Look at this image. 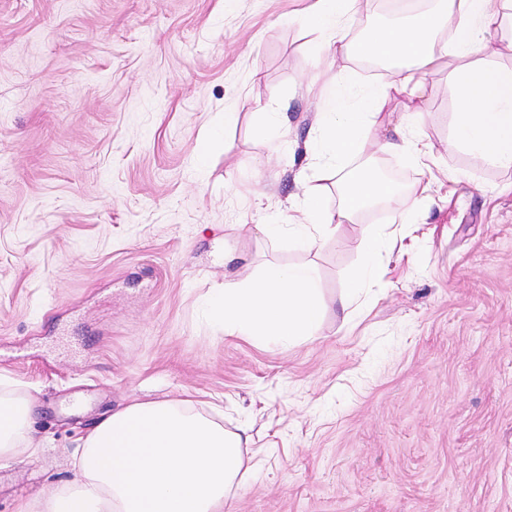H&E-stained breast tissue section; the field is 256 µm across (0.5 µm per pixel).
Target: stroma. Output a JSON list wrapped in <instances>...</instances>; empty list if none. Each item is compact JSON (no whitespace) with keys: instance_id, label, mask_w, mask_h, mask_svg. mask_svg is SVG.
Wrapping results in <instances>:
<instances>
[{"instance_id":"35a3bbf8","label":"stroma","mask_w":512,"mask_h":512,"mask_svg":"<svg viewBox=\"0 0 512 512\" xmlns=\"http://www.w3.org/2000/svg\"><path fill=\"white\" fill-rule=\"evenodd\" d=\"M309 3L0 0V382L47 445L0 467V512L70 479L102 414L163 398L250 426L231 512H512V170L449 150L447 71L418 121L407 94L386 107L379 138L429 156L375 155L401 192L308 253L261 232L302 200L325 94L384 81L318 59ZM380 229L417 235L414 259L342 312ZM294 263L327 302L318 336L209 321L214 289Z\"/></svg>"}]
</instances>
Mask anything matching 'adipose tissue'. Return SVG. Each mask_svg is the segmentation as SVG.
<instances>
[{
	"label": "adipose tissue",
	"instance_id": "1",
	"mask_svg": "<svg viewBox=\"0 0 512 512\" xmlns=\"http://www.w3.org/2000/svg\"><path fill=\"white\" fill-rule=\"evenodd\" d=\"M359 6L360 0H312L301 16L318 33L315 51L327 60L354 54L391 67L362 108L348 111L340 100H328L310 141L309 156L321 180L301 177L303 200L289 226L263 227L271 237L289 230L302 248L315 247L361 208L392 195L373 167L345 174L341 166L363 154L364 133L378 124L391 93L404 91L413 77L436 73L447 56L461 60L448 72L459 102L449 149L512 169V68L487 60V37L512 18V0H438L406 21L369 28L351 43L343 23ZM330 180L340 197L334 209L324 202ZM324 308L309 265L272 264L247 281L225 285L210 313L223 322L225 335L290 343L317 334ZM33 413L24 393L12 383L0 384V464L43 452V441L33 434ZM250 441L248 428L225 430L190 401L134 402L94 423L75 452L69 481L21 501L17 512H224L250 474L243 454Z\"/></svg>",
	"mask_w": 512,
	"mask_h": 512
}]
</instances>
